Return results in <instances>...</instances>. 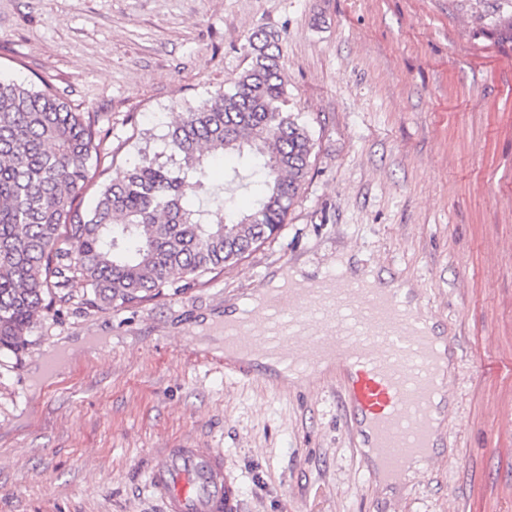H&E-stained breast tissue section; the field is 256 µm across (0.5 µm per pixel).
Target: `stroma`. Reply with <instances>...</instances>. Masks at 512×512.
<instances>
[{
	"label": "stroma",
	"mask_w": 512,
	"mask_h": 512,
	"mask_svg": "<svg viewBox=\"0 0 512 512\" xmlns=\"http://www.w3.org/2000/svg\"><path fill=\"white\" fill-rule=\"evenodd\" d=\"M261 29L314 142L287 223L184 294L74 292L0 357V512H159L149 453L185 439L223 451L238 512H512V0H0V77L95 114L88 200L142 157L178 163L171 125L232 88ZM342 253L410 284L459 351L433 463L398 485L356 453L335 372L216 362L244 297Z\"/></svg>",
	"instance_id": "35a3bbf8"
}]
</instances>
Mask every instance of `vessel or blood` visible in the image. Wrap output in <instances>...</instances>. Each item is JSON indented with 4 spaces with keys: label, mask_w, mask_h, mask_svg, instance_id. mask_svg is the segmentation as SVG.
Returning <instances> with one entry per match:
<instances>
[{
    "label": "vessel or blood",
    "mask_w": 512,
    "mask_h": 512,
    "mask_svg": "<svg viewBox=\"0 0 512 512\" xmlns=\"http://www.w3.org/2000/svg\"><path fill=\"white\" fill-rule=\"evenodd\" d=\"M261 303L225 321L226 371L253 379L254 356L267 352L303 376L331 362L364 458L390 476L403 460L431 461L435 373L447 338L433 335L396 291L358 286L345 274L329 273L313 288L269 290ZM148 484L164 512H237V490L215 448L161 449Z\"/></svg>",
    "instance_id": "b4317fda"
}]
</instances>
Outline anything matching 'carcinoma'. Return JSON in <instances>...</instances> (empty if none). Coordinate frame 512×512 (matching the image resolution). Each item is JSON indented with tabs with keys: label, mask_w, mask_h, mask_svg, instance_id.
I'll list each match as a JSON object with an SVG mask.
<instances>
[{
	"label": "carcinoma",
	"mask_w": 512,
	"mask_h": 512,
	"mask_svg": "<svg viewBox=\"0 0 512 512\" xmlns=\"http://www.w3.org/2000/svg\"><path fill=\"white\" fill-rule=\"evenodd\" d=\"M229 91L183 113L168 133L182 165L144 158L97 190L102 130L50 87L0 78V354L15 352L50 307L80 289L102 309L133 308L203 284L282 229L311 169L312 138L288 111L279 35L258 31ZM262 158L249 208L210 179L228 156Z\"/></svg>",
	"instance_id": "1"
}]
</instances>
